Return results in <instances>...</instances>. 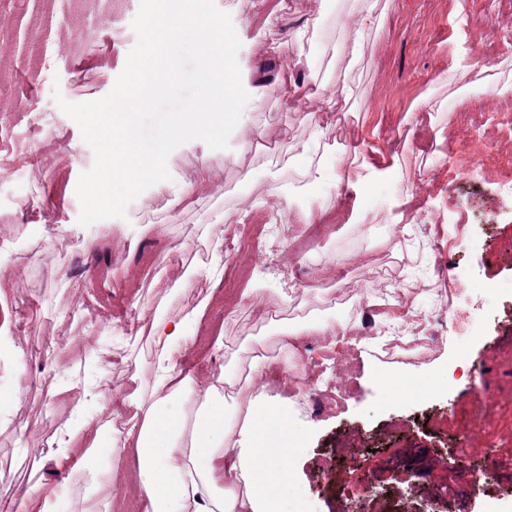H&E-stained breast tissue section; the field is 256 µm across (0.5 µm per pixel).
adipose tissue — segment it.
Segmentation results:
<instances>
[{"instance_id": "adipose-tissue-1", "label": "adipose tissue", "mask_w": 512, "mask_h": 512, "mask_svg": "<svg viewBox=\"0 0 512 512\" xmlns=\"http://www.w3.org/2000/svg\"><path fill=\"white\" fill-rule=\"evenodd\" d=\"M205 309L201 303L183 318L153 323L155 383L139 397L137 416L114 442L112 458L136 454L145 512H288L284 491L296 446L286 433L287 409L257 395L242 420H226L223 390L233 372L223 371L199 398L191 375L174 363L187 342V323ZM175 398L195 403L193 417L169 416Z\"/></svg>"}]
</instances>
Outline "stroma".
I'll return each instance as SVG.
<instances>
[{
	"mask_svg": "<svg viewBox=\"0 0 512 512\" xmlns=\"http://www.w3.org/2000/svg\"><path fill=\"white\" fill-rule=\"evenodd\" d=\"M215 2L250 95L229 147L175 149L170 180L103 239L78 222L76 185L94 154L56 99L112 90L140 0H0V324L14 342L0 352V502L21 485L27 512L47 500L54 512L140 504L135 455L117 483L94 485L118 435L113 408L153 387L151 324L204 300L179 366L199 383L233 368L249 393L286 405L304 432L289 512H340L366 488L404 512H512V194L499 188L512 181V0H375L379 22L362 36L353 0H266L261 12ZM478 43L492 62L475 79L455 64ZM189 183L193 199L179 198ZM310 208L318 226L303 222ZM251 224L265 238L225 291L205 274L213 248L233 254ZM352 294L366 297L374 335L302 331L350 321L336 299ZM286 326L302 356L331 352L312 384L337 392L338 407L291 400L310 383L277 339ZM398 334L439 342L387 359L380 347ZM75 382L99 394L81 412L98 446L49 454L72 422ZM486 466L494 479L477 480Z\"/></svg>",
	"mask_w": 512,
	"mask_h": 512,
	"instance_id": "obj_1",
	"label": "stroma"
}]
</instances>
